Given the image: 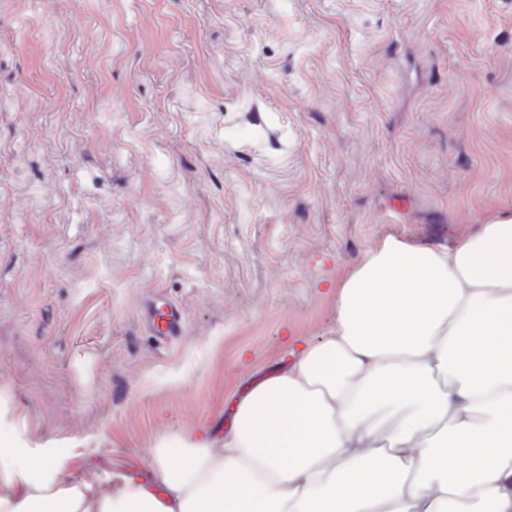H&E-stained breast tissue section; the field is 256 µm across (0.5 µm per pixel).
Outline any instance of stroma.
I'll list each match as a JSON object with an SVG mask.
<instances>
[{
  "instance_id": "1",
  "label": "stroma",
  "mask_w": 512,
  "mask_h": 512,
  "mask_svg": "<svg viewBox=\"0 0 512 512\" xmlns=\"http://www.w3.org/2000/svg\"><path fill=\"white\" fill-rule=\"evenodd\" d=\"M504 210L512 0H0V445L164 498L370 249ZM146 323L157 338L170 341L181 335L184 327L182 310L171 303H152L146 311Z\"/></svg>"
}]
</instances>
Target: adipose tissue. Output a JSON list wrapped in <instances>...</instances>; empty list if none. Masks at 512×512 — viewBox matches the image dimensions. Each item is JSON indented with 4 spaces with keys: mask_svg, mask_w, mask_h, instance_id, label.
<instances>
[{
    "mask_svg": "<svg viewBox=\"0 0 512 512\" xmlns=\"http://www.w3.org/2000/svg\"><path fill=\"white\" fill-rule=\"evenodd\" d=\"M338 304L226 436L156 449L164 499L28 448L0 455V512H512V212L448 248L384 239Z\"/></svg>",
    "mask_w": 512,
    "mask_h": 512,
    "instance_id": "obj_1",
    "label": "adipose tissue"
}]
</instances>
